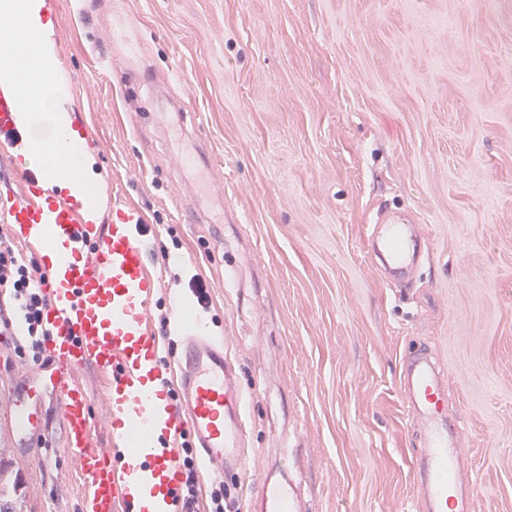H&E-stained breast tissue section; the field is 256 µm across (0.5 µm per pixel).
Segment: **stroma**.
Returning <instances> with one entry per match:
<instances>
[{"instance_id":"1","label":"stroma","mask_w":512,"mask_h":512,"mask_svg":"<svg viewBox=\"0 0 512 512\" xmlns=\"http://www.w3.org/2000/svg\"><path fill=\"white\" fill-rule=\"evenodd\" d=\"M51 39L98 136L101 215L146 214L149 319L181 356L196 298L234 361L250 512L279 456L308 512H418L425 432L403 372L448 381L475 512H512V0H52ZM422 257L384 268L379 214ZM0 345V503L80 512L59 400L18 447L10 394L44 377ZM110 446L103 374L75 371Z\"/></svg>"}]
</instances>
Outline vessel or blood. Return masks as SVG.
Returning a JSON list of instances; mask_svg holds the SVG:
<instances>
[{
    "instance_id": "vessel-or-blood-1",
    "label": "vessel or blood",
    "mask_w": 512,
    "mask_h": 512,
    "mask_svg": "<svg viewBox=\"0 0 512 512\" xmlns=\"http://www.w3.org/2000/svg\"><path fill=\"white\" fill-rule=\"evenodd\" d=\"M9 26L14 39L0 43V63L12 60V43L34 35L21 16H12ZM38 95V87L23 80L0 88V147L7 149L17 181L0 197V218L16 241L57 256L44 266L41 288L48 303L42 321L48 331L46 356L56 375L52 390L65 409L66 447L82 465L81 512H117L121 507L151 512L158 503L178 512L185 474L177 440L193 435L206 474L242 472L244 397L229 384L232 363L223 341L200 323L181 339L177 395L151 391V383L167 379L168 367L161 356L165 338L148 318L157 279L139 232L147 218L138 206L123 204L103 220L85 199L46 189L49 168L26 162L42 142L19 123L21 112L33 109ZM70 141L78 152L99 146L78 115L71 122ZM383 237L392 262L404 268L400 226L386 225ZM88 363L106 375L112 413L118 418L105 452L92 446L90 397L71 376ZM410 373L408 413L427 425L419 508L470 512L472 488L462 476V451L449 447L434 424L436 417L448 414L444 378L426 360L413 364ZM13 399L14 428L26 445L44 423L35 385L14 392ZM252 509L305 512L296 481L285 477L267 482Z\"/></svg>"
}]
</instances>
